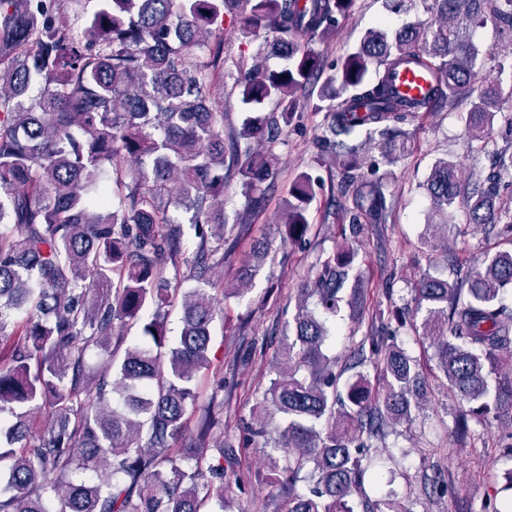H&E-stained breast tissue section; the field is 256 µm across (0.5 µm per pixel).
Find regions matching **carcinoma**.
Listing matches in <instances>:
<instances>
[{
	"label": "carcinoma",
	"instance_id": "1",
	"mask_svg": "<svg viewBox=\"0 0 512 512\" xmlns=\"http://www.w3.org/2000/svg\"><path fill=\"white\" fill-rule=\"evenodd\" d=\"M428 15L389 34L367 30L353 51L329 63L316 49L354 0H0V512H224V444L215 454L179 455L175 443L210 368L216 284L205 274L225 258L224 191L229 178L251 206L274 185L275 148L297 114V94L317 91L328 134L320 147L339 158L351 183L365 166L363 144L378 136L393 162L406 152L397 124L471 94L479 49L474 29L494 24L505 49L488 52L496 80L471 100L470 142L483 143L494 121L512 133V0H417ZM240 29L267 31L257 57L240 61L241 102L254 115L224 138V111L212 90L224 80V17ZM426 61L436 77L425 98L400 94L398 68ZM375 77H370V71ZM512 173L501 151L482 180H466L454 161L437 160L423 187L437 247L448 209L466 223L501 224L512 244V206L499 198ZM323 181L299 174L281 206L283 241L310 244V205ZM386 208L382 191L346 210L349 238ZM181 210L184 222L171 215ZM350 245L322 255L314 278L297 289L291 319L275 328L276 377L262 396L251 437L267 436L274 477L288 512H412L388 496L372 499L368 440L410 421L427 405L417 360L397 342L400 330L433 340L437 369L458 399L456 427L512 418V249L477 258L465 272L423 275L414 307L394 315L385 336H365L349 351L362 372L325 352L327 322L342 304L358 310L361 271ZM191 266L200 285L171 287L168 268ZM181 296L179 343L162 358L166 307ZM142 322L145 341L119 353L121 329ZM95 347L108 355L95 383L84 379ZM51 417L29 440L32 415ZM220 425L199 421L203 444ZM309 492L297 490L300 474ZM482 512H512V471Z\"/></svg>",
	"mask_w": 512,
	"mask_h": 512
}]
</instances>
